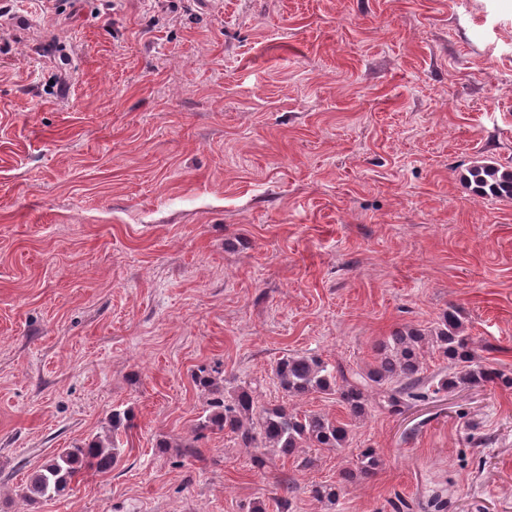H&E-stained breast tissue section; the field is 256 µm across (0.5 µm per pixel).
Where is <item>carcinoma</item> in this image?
Returning <instances> with one entry per match:
<instances>
[{
    "mask_svg": "<svg viewBox=\"0 0 512 512\" xmlns=\"http://www.w3.org/2000/svg\"><path fill=\"white\" fill-rule=\"evenodd\" d=\"M475 184L474 195L482 199L512 201V177L498 178V168L485 160L474 162L468 170ZM439 354L450 363L451 372L424 374L425 351ZM221 370L201 367L194 381L208 390L210 398L198 418L191 440L185 448L210 433L225 430L234 435L241 448H253L251 463L265 470L271 457L268 449L281 456H295L302 448H325L342 452L348 446L351 426L365 417L369 391L382 388L385 407L392 411L409 408L461 386L485 383L512 387V372L482 363L473 352V339L464 334L458 312L450 311L428 333L415 328L400 329L375 348L374 361L366 369L348 371L308 354L282 357L274 370L279 387L290 397L313 393L334 394L347 411V419L331 418L315 411L298 412L283 405L265 406L250 387L224 391ZM112 434L92 439L82 446L66 448L47 459L20 489V497L30 503L60 497L69 492L83 472L107 473L121 458L119 430L133 427V415L112 410L109 417ZM381 467L373 448H365L334 483H322L310 489L314 498L327 506L338 503L348 484L360 476H371Z\"/></svg>",
    "mask_w": 512,
    "mask_h": 512,
    "instance_id": "carcinoma-1",
    "label": "carcinoma"
}]
</instances>
